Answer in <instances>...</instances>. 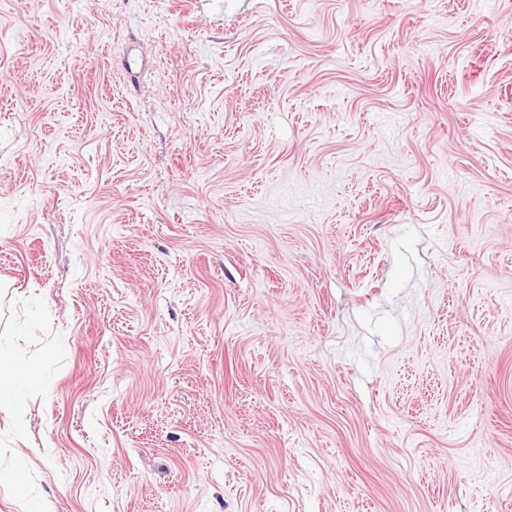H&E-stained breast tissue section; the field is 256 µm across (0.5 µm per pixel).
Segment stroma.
Wrapping results in <instances>:
<instances>
[{"label": "stroma", "mask_w": 512, "mask_h": 512, "mask_svg": "<svg viewBox=\"0 0 512 512\" xmlns=\"http://www.w3.org/2000/svg\"><path fill=\"white\" fill-rule=\"evenodd\" d=\"M0 512H512V0H0ZM43 383L32 370L15 366L14 356L4 353L0 347V410L2 407H17L23 401L26 388Z\"/></svg>", "instance_id": "obj_1"}]
</instances>
